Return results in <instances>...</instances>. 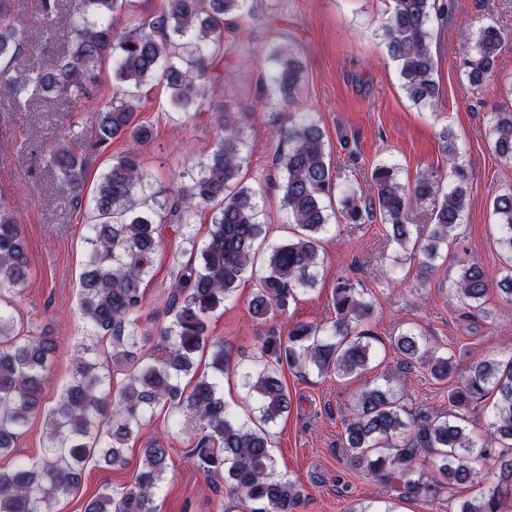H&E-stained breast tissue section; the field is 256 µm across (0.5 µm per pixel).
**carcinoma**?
Returning a JSON list of instances; mask_svg holds the SVG:
<instances>
[{
	"label": "carcinoma",
	"instance_id": "obj_1",
	"mask_svg": "<svg viewBox=\"0 0 512 512\" xmlns=\"http://www.w3.org/2000/svg\"><path fill=\"white\" fill-rule=\"evenodd\" d=\"M129 2L76 0L71 46L64 56L34 75L16 76L9 64L0 69V91L15 99L80 97L97 84L101 59L113 56L114 91L91 118V139L65 136L49 150L48 165L73 188L77 207L83 206L81 188L95 151L116 139L143 144L154 138L153 127L138 121L154 80L162 77L172 107L201 106L206 80L224 57V36L238 41L234 21L251 13L250 0H162L150 19L118 36L110 17ZM392 2L380 26L382 40L399 66L407 97L430 105L439 90L430 27L433 19L450 15L452 5L449 0ZM27 43L28 35L11 23L0 24V59L13 61ZM502 45L493 24L460 33L461 70L471 87L481 88L497 75ZM243 49L275 64L268 89L279 94L284 109V147L274 165L284 172L281 202L297 235L260 258L257 190L239 181L246 113L221 116L217 143L197 174L157 211H145L152 183L140 154L117 157L96 185V223L85 234L78 307L87 340L74 346L70 381L53 406L44 402V384L57 340L46 332L24 336L17 329L14 299L28 282L30 260L23 226L0 206V458L15 455L18 439L35 419L43 425L40 457L0 467V512H51L57 500L79 492L89 465H123L128 441L138 437L160 406L166 408L167 428L144 443L131 484L102 488L84 512H157L155 496L171 460L169 435L175 433L189 438L186 459L192 466L224 473L227 501L249 504L250 512H297L302 490L278 472L271 444L270 429L292 407L282 369L310 366L341 379L364 375L374 357L366 329L372 306L357 283L339 279L331 293L336 312L331 324L297 322L286 332L269 324L316 284L318 244L330 226L325 202L337 187V175L322 127L293 112L303 81L300 55L286 43L245 44ZM488 137L494 152L512 161V112L492 113ZM445 140L448 164L457 176L448 191H442V175L434 170L420 173L407 187L397 180L395 166L379 164L371 173L375 197L363 201L351 189L340 199L344 223L363 224L379 214L401 248L412 245L423 273L448 257V242L467 205L466 175L457 164L460 151L450 136ZM428 205V233L423 242H414L410 216ZM206 209L210 224L200 245L192 219ZM493 213L508 251L505 274L493 280L481 263L461 260L453 283L459 301L485 317L490 312L482 305L491 288L512 303V190L494 198ZM163 223L178 225L188 260L178 264L168 296L172 318L153 332L142 329L139 312ZM247 273L258 280L250 310L264 332L261 365L240 373L253 402L251 414L243 418L224 402L230 353L224 341L209 336L207 318L233 296ZM392 348L407 367L418 365L438 381L464 370L463 385L448 394L452 411L418 426L391 388H364L341 415L342 448L353 465L380 477L400 498L432 504L449 486L471 484L476 465L490 458L487 490L459 500L456 512H512V356L477 358L463 369L455 355L408 332L393 337ZM204 355L210 357V371L199 373L196 361ZM493 392L497 398L485 432L501 445L499 450L478 442L460 414Z\"/></svg>",
	"mask_w": 512,
	"mask_h": 512
}]
</instances>
